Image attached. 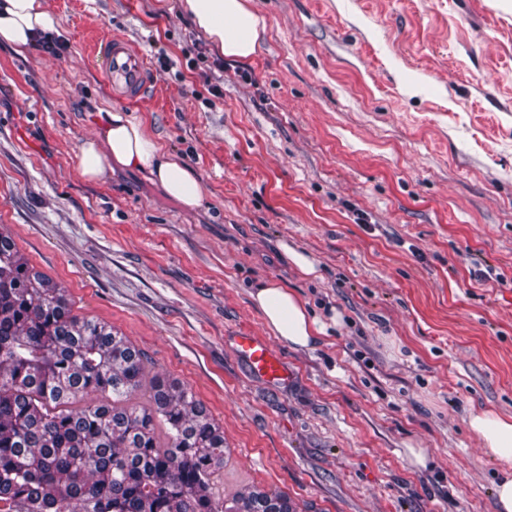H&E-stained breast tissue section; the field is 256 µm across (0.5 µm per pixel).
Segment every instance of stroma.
<instances>
[{
  "label": "stroma",
  "instance_id": "stroma-1",
  "mask_svg": "<svg viewBox=\"0 0 512 512\" xmlns=\"http://www.w3.org/2000/svg\"><path fill=\"white\" fill-rule=\"evenodd\" d=\"M42 4L61 50L0 40V234L194 395L224 435L225 507L496 512L503 465L467 413L512 414V0H252L244 60L183 0ZM115 34L155 75L136 103L92 60ZM112 110L196 174L202 206L140 170L79 174ZM269 280L330 323L316 348L277 342L285 386L231 349L268 336L250 294ZM244 512H289L288 499L282 496H251L243 501Z\"/></svg>",
  "mask_w": 512,
  "mask_h": 512
}]
</instances>
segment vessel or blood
<instances>
[{"instance_id": "b4317fda", "label": "vessel or blood", "mask_w": 512, "mask_h": 512, "mask_svg": "<svg viewBox=\"0 0 512 512\" xmlns=\"http://www.w3.org/2000/svg\"><path fill=\"white\" fill-rule=\"evenodd\" d=\"M102 73L110 88L127 101L141 99L151 83L152 76L142 55L126 40L112 38L96 46ZM233 351L247 365L250 374L261 380L285 385L292 373L281 354L265 338L251 331L239 332L232 339Z\"/></svg>"}]
</instances>
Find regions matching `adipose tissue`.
Wrapping results in <instances>:
<instances>
[{
	"label": "adipose tissue",
	"mask_w": 512,
	"mask_h": 512,
	"mask_svg": "<svg viewBox=\"0 0 512 512\" xmlns=\"http://www.w3.org/2000/svg\"><path fill=\"white\" fill-rule=\"evenodd\" d=\"M185 7L224 56L246 59L255 54L260 20L250 0H185ZM57 33L56 21L43 10L41 0H0V38L14 52L24 53L41 37ZM101 135V141H84L72 157L84 178L100 179L115 165L133 167L147 171L170 198L184 207L201 205L204 192L196 175L148 135L142 121L121 111L109 112ZM251 299L273 336L291 347H315L327 334V324L312 315L305 302L285 284L266 281L252 292ZM468 423L494 458L512 463V415L473 410Z\"/></svg>",
	"instance_id": "adipose-tissue-1"
}]
</instances>
